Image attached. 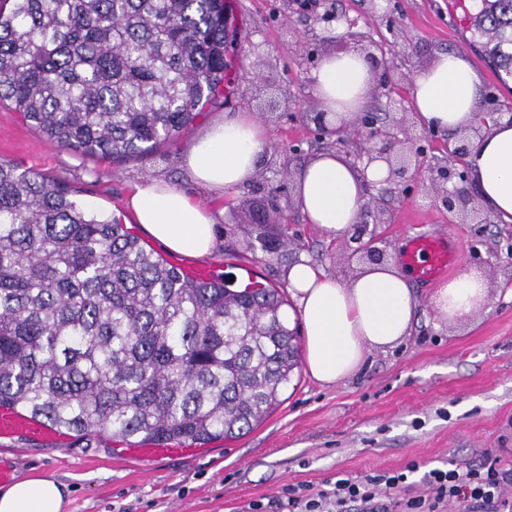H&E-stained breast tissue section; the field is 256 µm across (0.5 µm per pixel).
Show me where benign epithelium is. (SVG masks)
Listing matches in <instances>:
<instances>
[{"label":"benign epithelium","mask_w":512,"mask_h":512,"mask_svg":"<svg viewBox=\"0 0 512 512\" xmlns=\"http://www.w3.org/2000/svg\"><path fill=\"white\" fill-rule=\"evenodd\" d=\"M346 30L337 37L335 50L349 48V41L361 38L354 31L356 23L345 20ZM370 64L379 84L389 86L393 81V71L387 61L384 49L379 54H370ZM512 125V110L499 109L495 112L484 113L480 126L473 129V134L454 140L448 148L451 164L430 168L431 182L437 192L442 206L449 214L457 218H467L472 224H484L486 220L480 217L476 205V194L472 188L469 172L466 168V158L474 148L475 140L480 138L481 130L488 123L498 124L502 121ZM315 124L328 137H336V143L343 142L346 127L330 125L326 113L318 112L314 116ZM356 130L365 133L362 146L356 155V160L368 167L374 161L386 164L388 176L386 181L396 185L407 183L416 178L422 170L426 150L422 145L423 136L413 135L406 128L405 119L393 120L386 126H379L371 112H360L354 120ZM367 234L366 227H361L357 234L348 239L350 243L358 244L357 251L370 261H380V251L373 246L374 239L363 241Z\"/></svg>","instance_id":"obj_1"}]
</instances>
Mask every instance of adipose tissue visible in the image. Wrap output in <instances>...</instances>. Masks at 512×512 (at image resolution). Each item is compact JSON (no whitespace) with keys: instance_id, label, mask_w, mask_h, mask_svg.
I'll return each instance as SVG.
<instances>
[{"instance_id":"1","label":"adipose tissue","mask_w":512,"mask_h":512,"mask_svg":"<svg viewBox=\"0 0 512 512\" xmlns=\"http://www.w3.org/2000/svg\"><path fill=\"white\" fill-rule=\"evenodd\" d=\"M312 80L323 111L348 118L366 102L371 65L360 52L335 51L321 59ZM411 95L428 128L466 132L481 119L480 78L460 54H439L420 69ZM269 142L267 130L250 115L219 119L194 141L184 161L198 184L221 196L253 179ZM468 164L481 202L511 223L512 126H490ZM386 176L383 163L360 172L344 154L320 152L299 168L295 202L308 223L341 241L360 219L368 185ZM129 204L138 224L170 251L190 257L213 252V211L175 185L157 179L137 184ZM286 278L305 326V368L320 385L331 386L356 373L371 350L394 347L412 331L419 301L407 273L392 264L367 265L343 283L303 259L289 267ZM486 297L485 279L470 272L442 284L433 305L442 318L463 319L482 308ZM66 506V487L50 473L32 474L0 491V512H64Z\"/></svg>"}]
</instances>
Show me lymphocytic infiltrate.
Returning a JSON list of instances; mask_svg holds the SVG:
<instances>
[{"mask_svg": "<svg viewBox=\"0 0 512 512\" xmlns=\"http://www.w3.org/2000/svg\"><path fill=\"white\" fill-rule=\"evenodd\" d=\"M418 472L423 475L425 495L402 496V489ZM352 503L359 512H439L448 505L460 512H476L484 505L495 512H512V470L491 463L480 468L453 464L423 473L412 463L400 472L340 478L331 489L315 494L291 486L284 489L277 506L280 512H347Z\"/></svg>", "mask_w": 512, "mask_h": 512, "instance_id": "lymphocytic-infiltrate-1", "label": "lymphocytic infiltrate"}]
</instances>
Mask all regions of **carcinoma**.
<instances>
[{
  "label": "carcinoma",
  "instance_id": "carcinoma-1",
  "mask_svg": "<svg viewBox=\"0 0 512 512\" xmlns=\"http://www.w3.org/2000/svg\"><path fill=\"white\" fill-rule=\"evenodd\" d=\"M475 32L512 76V0ZM226 0H0V104L82 155L188 133L232 83ZM274 287L198 279L57 177L0 160V408L101 440L200 447L252 430L299 360Z\"/></svg>",
  "mask_w": 512,
  "mask_h": 512
}]
</instances>
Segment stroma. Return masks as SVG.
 I'll return each instance as SVG.
<instances>
[{"label":"stroma","mask_w":512,"mask_h":512,"mask_svg":"<svg viewBox=\"0 0 512 512\" xmlns=\"http://www.w3.org/2000/svg\"><path fill=\"white\" fill-rule=\"evenodd\" d=\"M231 8L227 59L237 74L234 90L176 145L120 164L85 157L39 136L4 103L0 159L64 180L86 209L126 224L176 266L202 267L208 277L237 286L252 276L282 286L288 265L304 255L339 281H350L361 265L358 255L307 224L293 200L294 175L310 154L335 149L350 157L360 142L355 135L336 143L311 119L321 109L311 75L333 50L337 33L325 16L341 14L365 35L358 51L383 47L396 66L392 87L372 86L367 111L404 114L415 133L427 136L428 168L407 189H367L391 216L390 223L374 225L375 244L397 265L410 236L445 233L459 255L451 276L477 271L486 279L484 308L448 324L430 304L436 283L413 280L420 307L411 336L372 351L357 373L331 387L298 367L283 403L235 440L141 461L116 445L59 448L21 437L12 449L0 440V459L13 461L17 477L48 472L66 484V512H247L257 501L266 512H278L275 502L289 485L317 492L339 478L399 471L412 462L424 472L494 458L512 467V267L504 263L512 223L494 218L478 230L449 223L428 169L447 163L452 136L426 131L410 86L416 71L451 51L479 75L482 109L491 107L488 93L504 100L512 90L499 83L482 50L469 46L462 13L448 0H231ZM244 112L268 128L269 149L251 182L218 197L189 177L183 157L213 120ZM146 178L175 184L213 209L217 245L211 255L171 253L145 236L128 199ZM274 186L275 210L269 206Z\"/></svg>","instance_id":"1"}]
</instances>
